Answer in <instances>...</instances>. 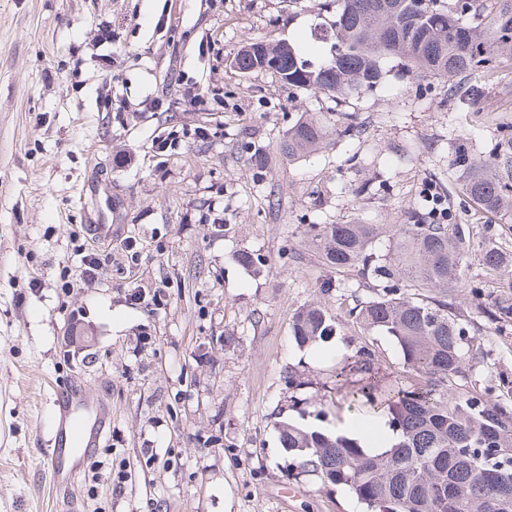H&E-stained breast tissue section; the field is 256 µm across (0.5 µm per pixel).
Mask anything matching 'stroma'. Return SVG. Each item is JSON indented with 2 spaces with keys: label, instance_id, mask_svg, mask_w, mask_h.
<instances>
[{
  "label": "stroma",
  "instance_id": "stroma-1",
  "mask_svg": "<svg viewBox=\"0 0 512 512\" xmlns=\"http://www.w3.org/2000/svg\"><path fill=\"white\" fill-rule=\"evenodd\" d=\"M325 3L0 0V512H62L47 478L61 383L112 411L68 494L81 512H362L290 474L278 427H346L337 362L370 353L387 386L402 354L351 315L371 282L326 264L305 230L406 223L433 185L450 223L512 251V213L476 211L456 162L512 136V60L445 80L393 59L381 87L344 102L235 68L256 41L321 62ZM303 112H352L358 130L289 162L280 143ZM104 217L125 224L120 240H91ZM463 280L465 384L510 401L512 276L475 262ZM307 307L341 328L301 347L291 323Z\"/></svg>",
  "mask_w": 512,
  "mask_h": 512
}]
</instances>
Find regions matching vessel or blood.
Listing matches in <instances>:
<instances>
[{
  "instance_id": "b4317fda",
  "label": "vessel or blood",
  "mask_w": 512,
  "mask_h": 512,
  "mask_svg": "<svg viewBox=\"0 0 512 512\" xmlns=\"http://www.w3.org/2000/svg\"><path fill=\"white\" fill-rule=\"evenodd\" d=\"M51 406L53 448L47 464L48 476L55 490L66 491L79 477L84 454L98 447L111 414L106 406L91 400L74 385H58Z\"/></svg>"
}]
</instances>
